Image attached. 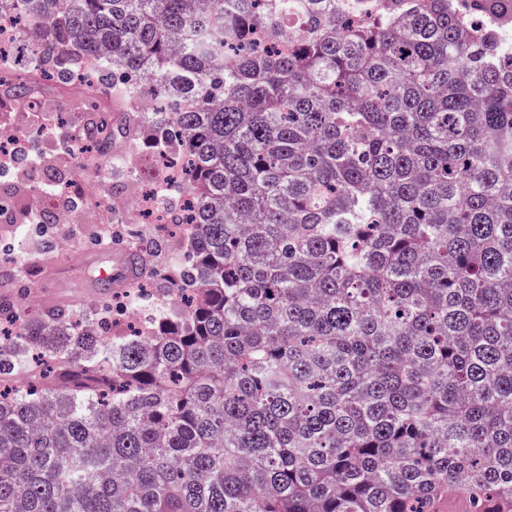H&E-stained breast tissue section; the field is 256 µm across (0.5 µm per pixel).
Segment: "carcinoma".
I'll list each match as a JSON object with an SVG mask.
<instances>
[{
	"label": "carcinoma",
	"mask_w": 512,
	"mask_h": 512,
	"mask_svg": "<svg viewBox=\"0 0 512 512\" xmlns=\"http://www.w3.org/2000/svg\"><path fill=\"white\" fill-rule=\"evenodd\" d=\"M0 0L187 158L185 259L31 312L0 263V512H512V6ZM156 101L142 117V94Z\"/></svg>",
	"instance_id": "cac0c4a2"
}]
</instances>
